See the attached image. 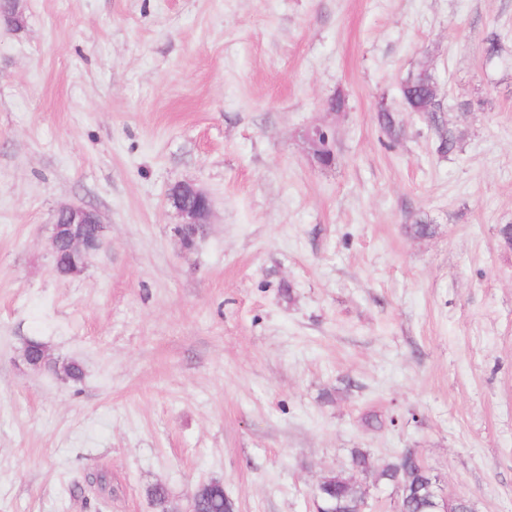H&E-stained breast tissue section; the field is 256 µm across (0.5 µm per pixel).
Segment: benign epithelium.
<instances>
[{
  "label": "benign epithelium",
  "instance_id": "benign-epithelium-1",
  "mask_svg": "<svg viewBox=\"0 0 512 512\" xmlns=\"http://www.w3.org/2000/svg\"><path fill=\"white\" fill-rule=\"evenodd\" d=\"M306 139L317 161L325 163L320 154V145L324 139L334 140L333 129L327 125H312L306 132ZM168 200L182 218V222L176 227L179 236H184L191 229L198 234L204 231L211 209L207 193L191 182H181L172 188ZM106 239L107 226L102 223L96 211L76 205H65L57 209L50 246L54 252L64 247L69 253L79 257L80 263L74 266L72 273H79L87 257L100 250Z\"/></svg>",
  "mask_w": 512,
  "mask_h": 512
}]
</instances>
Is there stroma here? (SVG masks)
<instances>
[{
	"label": "stroma",
	"mask_w": 512,
	"mask_h": 512,
	"mask_svg": "<svg viewBox=\"0 0 512 512\" xmlns=\"http://www.w3.org/2000/svg\"><path fill=\"white\" fill-rule=\"evenodd\" d=\"M15 12L0 20V512H155V484L183 512L207 481L235 512H312L356 448L415 449L448 498L512 512V0ZM422 69L435 125L401 97ZM316 123L335 129L332 165L312 158ZM183 181L212 203L190 246L167 200ZM64 205L108 233L60 280ZM31 338L82 381L25 370Z\"/></svg>",
	"instance_id": "stroma-1"
}]
</instances>
